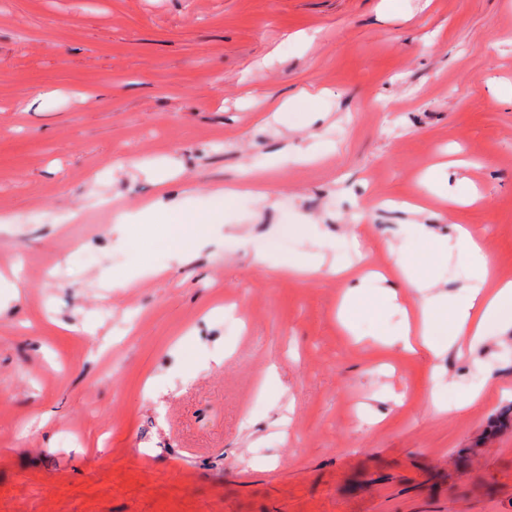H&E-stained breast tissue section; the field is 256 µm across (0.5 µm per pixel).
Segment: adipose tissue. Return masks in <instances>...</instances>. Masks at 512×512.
Here are the masks:
<instances>
[{
	"instance_id": "obj_1",
	"label": "adipose tissue",
	"mask_w": 512,
	"mask_h": 512,
	"mask_svg": "<svg viewBox=\"0 0 512 512\" xmlns=\"http://www.w3.org/2000/svg\"><path fill=\"white\" fill-rule=\"evenodd\" d=\"M409 233L420 249L412 262L398 261L403 274L400 287L384 290V298L389 302L396 301L403 289L413 297L418 326H402L397 337L405 350L436 355L455 347L459 337L480 341L491 335L494 328L512 325V281L497 277L483 230L458 224L451 235L442 237L425 225L414 224ZM451 251L466 257L475 268L472 282L453 302L421 271L429 261Z\"/></svg>"
}]
</instances>
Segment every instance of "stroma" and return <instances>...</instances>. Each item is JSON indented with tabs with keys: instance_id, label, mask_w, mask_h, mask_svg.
<instances>
[{
	"instance_id": "obj_1",
	"label": "stroma",
	"mask_w": 512,
	"mask_h": 512,
	"mask_svg": "<svg viewBox=\"0 0 512 512\" xmlns=\"http://www.w3.org/2000/svg\"><path fill=\"white\" fill-rule=\"evenodd\" d=\"M162 201L216 217L186 263ZM414 222L512 279V0H0V512H512V335L382 347L411 297L278 271ZM493 390V387L487 383L484 385L481 389L475 390V391H467L462 394H460L454 402L451 404H448V401L445 402L434 395H431L429 397V406L431 410L437 413H454V412H460L464 408L468 407L470 404H472L474 401L480 399L481 397L485 396L489 392Z\"/></svg>"
}]
</instances>
